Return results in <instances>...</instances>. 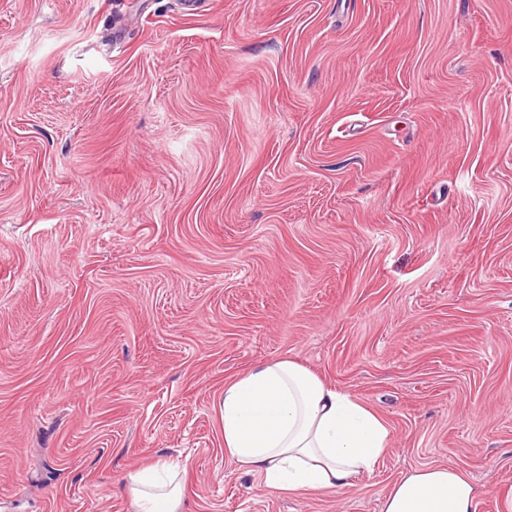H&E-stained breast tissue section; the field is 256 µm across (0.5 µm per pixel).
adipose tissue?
I'll return each mask as SVG.
<instances>
[{"mask_svg":"<svg viewBox=\"0 0 512 512\" xmlns=\"http://www.w3.org/2000/svg\"><path fill=\"white\" fill-rule=\"evenodd\" d=\"M224 452L268 488L326 492L372 472L389 430L379 414L289 359L257 364L225 382ZM177 471L156 462L131 477L138 512H179ZM479 488L450 466L416 469L388 486L382 512H476Z\"/></svg>","mask_w":512,"mask_h":512,"instance_id":"obj_1","label":"adipose tissue"}]
</instances>
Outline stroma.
Here are the masks:
<instances>
[{
	"label": "stroma",
	"instance_id": "1",
	"mask_svg": "<svg viewBox=\"0 0 512 512\" xmlns=\"http://www.w3.org/2000/svg\"><path fill=\"white\" fill-rule=\"evenodd\" d=\"M293 358L387 424L338 491L224 453ZM512 512V0H0V512ZM179 473L157 461L131 476V491L138 512H179L182 502ZM480 489L451 466L416 469L388 486L382 512H476Z\"/></svg>",
	"mask_w": 512,
	"mask_h": 512
}]
</instances>
